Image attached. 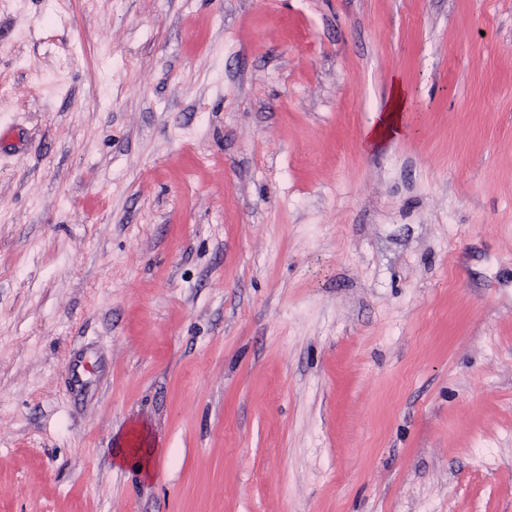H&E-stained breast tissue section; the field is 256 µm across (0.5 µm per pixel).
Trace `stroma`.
Here are the masks:
<instances>
[{"label":"stroma","instance_id":"1","mask_svg":"<svg viewBox=\"0 0 512 512\" xmlns=\"http://www.w3.org/2000/svg\"><path fill=\"white\" fill-rule=\"evenodd\" d=\"M0 512H512V0H0ZM409 96L404 86L396 81L393 84L388 106L379 112L365 134L367 146H373L385 139L399 137L410 132L405 122ZM126 446L123 454L118 458L119 463L131 460L138 464L140 473L149 478L152 475L151 460L155 453L149 434L141 427L132 428L126 436Z\"/></svg>","mask_w":512,"mask_h":512}]
</instances>
